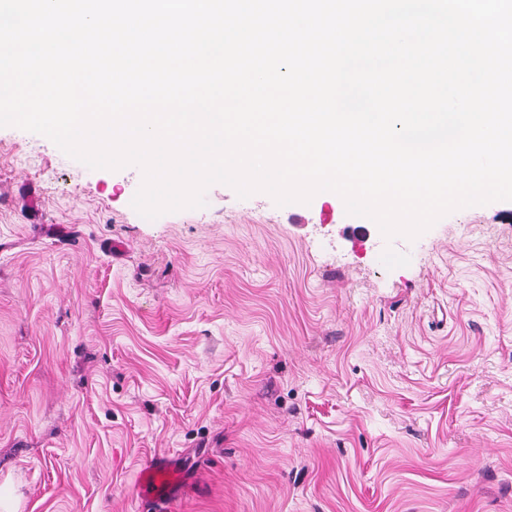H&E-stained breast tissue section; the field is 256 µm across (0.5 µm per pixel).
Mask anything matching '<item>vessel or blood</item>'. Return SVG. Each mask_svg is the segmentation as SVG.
Instances as JSON below:
<instances>
[{"instance_id": "b4317fda", "label": "vessel or blood", "mask_w": 512, "mask_h": 512, "mask_svg": "<svg viewBox=\"0 0 512 512\" xmlns=\"http://www.w3.org/2000/svg\"><path fill=\"white\" fill-rule=\"evenodd\" d=\"M184 483L182 472L169 455H158L145 464L134 485L136 504L149 505L151 512H168L175 492Z\"/></svg>"}]
</instances>
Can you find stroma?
I'll list each match as a JSON object with an SVG mask.
<instances>
[{"instance_id":"stroma-1","label":"stroma","mask_w":512,"mask_h":512,"mask_svg":"<svg viewBox=\"0 0 512 512\" xmlns=\"http://www.w3.org/2000/svg\"><path fill=\"white\" fill-rule=\"evenodd\" d=\"M142 180L0 127V512H134L160 453L171 512H512V201L389 241ZM184 475L168 454L158 455L145 464L134 485L133 498L138 512L147 504V512H167L175 499V490H181Z\"/></svg>"}]
</instances>
